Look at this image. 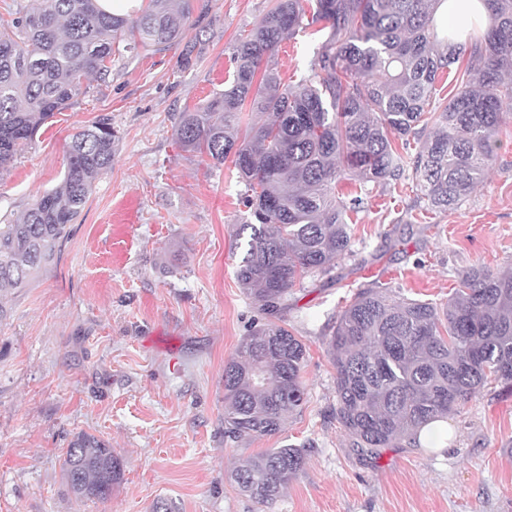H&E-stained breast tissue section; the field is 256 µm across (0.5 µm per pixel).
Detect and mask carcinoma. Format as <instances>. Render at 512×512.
<instances>
[{
	"mask_svg": "<svg viewBox=\"0 0 512 512\" xmlns=\"http://www.w3.org/2000/svg\"><path fill=\"white\" fill-rule=\"evenodd\" d=\"M131 18L98 0H33L0 31V171L54 112L109 72L114 47L163 51L192 27L193 0H145ZM445 0H277L233 46V79L197 110L180 112L174 136L186 152L232 159L249 217L239 225L235 277L264 321L224 365V441L280 433L307 395L305 345L278 323L307 278L335 279L351 253L350 213L363 197L336 195L344 179L400 181L407 169L430 209L446 212L483 181L512 109V0H485L489 23L464 71ZM327 31L310 74L281 83L273 56L288 36ZM452 77L440 103L437 83ZM266 115L240 132L245 106ZM432 132H427V129ZM429 133L415 155L410 138ZM112 123L71 136L62 182L22 217L0 224V289L23 288L52 264L94 183L112 167ZM443 304L357 293L327 339L336 369V420L362 456L419 446L426 428L459 412L480 388L512 387V270L472 268ZM307 449L287 444L244 458L233 480L271 505L302 469ZM68 490L104 501L124 477L122 457L87 432L62 454Z\"/></svg>",
	"mask_w": 512,
	"mask_h": 512,
	"instance_id": "cac0c4a2",
	"label": "carcinoma"
}]
</instances>
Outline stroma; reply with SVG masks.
Listing matches in <instances>:
<instances>
[{
    "label": "stroma",
    "mask_w": 512,
    "mask_h": 512,
    "mask_svg": "<svg viewBox=\"0 0 512 512\" xmlns=\"http://www.w3.org/2000/svg\"><path fill=\"white\" fill-rule=\"evenodd\" d=\"M276 0H194L185 40L154 53L119 49L106 81L55 113L0 174V224L62 181L71 135L99 118L116 134L56 262L0 291V512H512V390L489 384L449 417L448 446L358 455L336 421L330 320L375 284L447 301L459 273L512 268V118L487 176L458 207L426 211L410 180L377 187L335 281L306 284L283 325L307 349V396L283 432L224 440V363L259 313L235 279L237 224L248 215L231 162L175 142L177 112L232 80L236 39ZM321 35L275 52L282 83L307 75ZM190 63H183V54ZM108 441L124 478L108 501L71 495L61 455L74 434ZM311 444L270 508L230 479L267 448Z\"/></svg>",
    "instance_id": "35a3bbf8"
}]
</instances>
